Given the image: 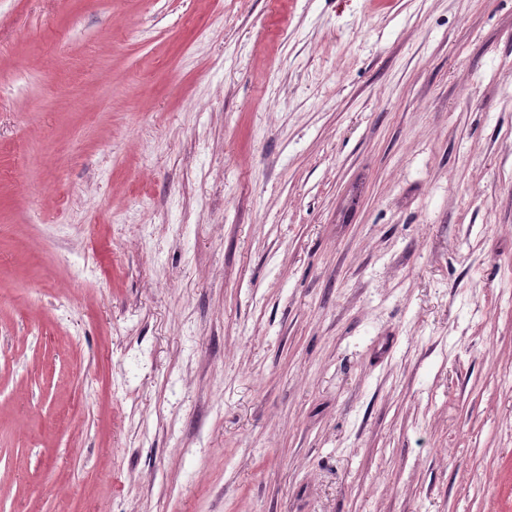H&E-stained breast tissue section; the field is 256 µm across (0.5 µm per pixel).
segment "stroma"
<instances>
[{"label": "stroma", "mask_w": 512, "mask_h": 512, "mask_svg": "<svg viewBox=\"0 0 512 512\" xmlns=\"http://www.w3.org/2000/svg\"><path fill=\"white\" fill-rule=\"evenodd\" d=\"M0 512H512V0H0Z\"/></svg>", "instance_id": "1"}]
</instances>
